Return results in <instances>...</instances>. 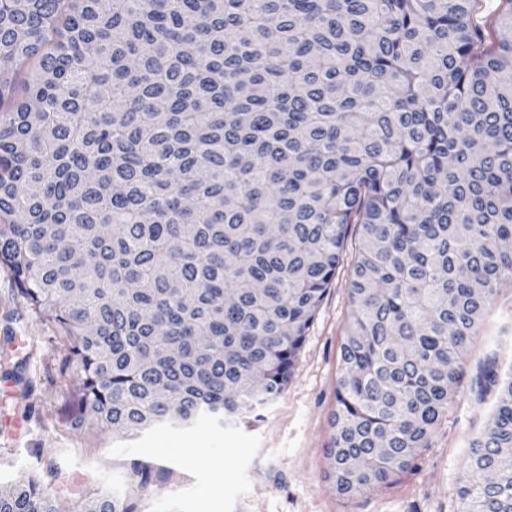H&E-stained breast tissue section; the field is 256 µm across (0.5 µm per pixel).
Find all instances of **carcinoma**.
<instances>
[{
	"label": "carcinoma",
	"mask_w": 512,
	"mask_h": 512,
	"mask_svg": "<svg viewBox=\"0 0 512 512\" xmlns=\"http://www.w3.org/2000/svg\"><path fill=\"white\" fill-rule=\"evenodd\" d=\"M484 8L0 0V92L34 62L0 111V264L68 339L73 424L222 426L275 400L357 224L327 455L347 496L418 470L512 276V0ZM477 385L497 405L459 512H512V372ZM0 512L57 508L28 474Z\"/></svg>",
	"instance_id": "obj_1"
}]
</instances>
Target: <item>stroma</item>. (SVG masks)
I'll return each mask as SVG.
<instances>
[{"mask_svg":"<svg viewBox=\"0 0 512 512\" xmlns=\"http://www.w3.org/2000/svg\"><path fill=\"white\" fill-rule=\"evenodd\" d=\"M361 245L350 225L337 269L282 393L238 426L202 421L123 437L94 421L75 426L64 400L75 377L61 371L59 329L32 317L13 276L0 268V481L34 473L72 512L100 491L133 512H458L470 442L496 396L479 395L480 367H512V277L505 279L462 359L455 396L418 455L419 468L353 497L337 493L326 451L341 378L349 283ZM149 473L145 487L135 474Z\"/></svg>","mask_w":512,"mask_h":512,"instance_id":"1","label":"stroma"}]
</instances>
